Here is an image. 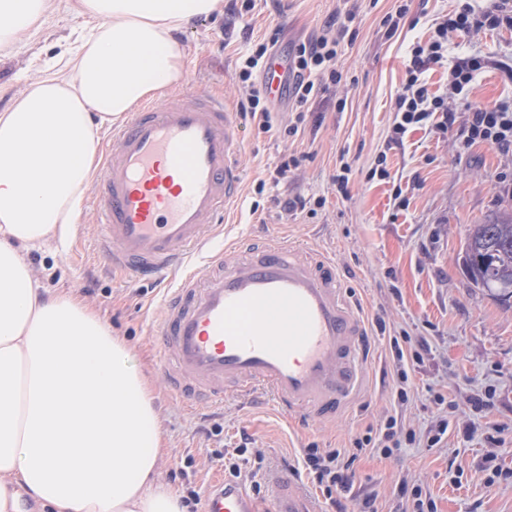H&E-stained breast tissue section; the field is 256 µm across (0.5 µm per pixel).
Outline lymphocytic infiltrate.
<instances>
[{"label": "lymphocytic infiltrate", "mask_w": 512, "mask_h": 512, "mask_svg": "<svg viewBox=\"0 0 512 512\" xmlns=\"http://www.w3.org/2000/svg\"><path fill=\"white\" fill-rule=\"evenodd\" d=\"M358 10L359 6L354 2L332 15L325 24L324 34L296 45L288 75L294 98L295 122L288 126L287 136H297L306 119L308 102L340 83L336 61ZM503 27L512 28V0H494L492 6L484 10L475 9L466 0L458 9L449 12L447 19L436 24L428 43L413 44L405 64V83L395 100V143H403L406 134L413 129L433 126L448 130L455 127L459 130V149L485 143L505 153L512 151V100L482 107L468 101L470 86L483 68L496 64L512 79V64L504 60L495 62L491 57L479 54H455L451 51L457 34ZM273 52V43L257 44L237 74L238 80L248 89L247 98L241 105L242 114L265 132L272 127L270 100L262 84L254 81L253 74L262 69ZM436 64L448 68V85L455 97L454 106H447L443 96L431 93L428 88L425 74ZM460 110L465 113L461 119L456 116ZM404 441L416 443V432L405 424L402 415L394 414L386 418L377 438L356 439L353 449H303L302 466L322 495L329 499L336 490L349 487V465L344 461L349 452L387 457Z\"/></svg>", "instance_id": "f902f5d3"}]
</instances>
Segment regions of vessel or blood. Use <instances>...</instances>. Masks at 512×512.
<instances>
[{"mask_svg":"<svg viewBox=\"0 0 512 512\" xmlns=\"http://www.w3.org/2000/svg\"><path fill=\"white\" fill-rule=\"evenodd\" d=\"M289 61L264 81L284 91ZM237 123L222 99L177 93L112 127L89 203L98 254L134 279L173 282L157 336L160 370L187 403L268 391L284 413L325 417L360 380L363 323L334 264L285 241L233 243L191 263L216 234L243 183ZM264 512H313L295 480L272 478ZM203 512H263L245 479L216 481Z\"/></svg>","mask_w":512,"mask_h":512,"instance_id":"b4317fda","label":"vessel or blood"}]
</instances>
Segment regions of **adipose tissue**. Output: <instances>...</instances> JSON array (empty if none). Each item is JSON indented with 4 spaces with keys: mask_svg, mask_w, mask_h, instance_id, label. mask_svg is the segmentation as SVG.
<instances>
[{
    "mask_svg": "<svg viewBox=\"0 0 512 512\" xmlns=\"http://www.w3.org/2000/svg\"><path fill=\"white\" fill-rule=\"evenodd\" d=\"M51 0H0V45L27 40ZM89 25L0 112V512H185L158 478L154 398L124 342L27 252L80 221L105 124L179 86L176 35L224 0H78Z\"/></svg>",
    "mask_w": 512,
    "mask_h": 512,
    "instance_id": "1",
    "label": "adipose tissue"
}]
</instances>
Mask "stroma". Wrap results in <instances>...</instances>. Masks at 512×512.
Listing matches in <instances>:
<instances>
[{
    "mask_svg": "<svg viewBox=\"0 0 512 512\" xmlns=\"http://www.w3.org/2000/svg\"><path fill=\"white\" fill-rule=\"evenodd\" d=\"M359 2L356 36L336 64L342 80L335 93L311 101L304 134L285 135L292 114L284 101L275 107L270 131L239 119L244 180L227 223L230 236L279 235L335 262L368 331L363 384L348 407L326 419L300 420L281 414L264 391L247 400L228 393L222 403L200 408L170 394L152 340L163 291L128 283L103 264L91 210H84V222L67 245L49 243L30 251L28 259L47 288L84 298L128 345L130 362L149 382L160 412V478L179 494L206 496L228 476L213 451L244 445L249 468L258 472L254 497L262 505L272 496L273 475L285 472L309 491L319 512H360L372 496L379 512H402L406 481L421 484L437 512H512V308L473 287L461 264L468 226L512 208V196L499 183L503 175L512 179V153L483 143L458 151L453 129L418 130L403 144L391 142L410 46L430 36L454 0ZM254 4L248 11L243 0H224L223 15L193 20L178 33L187 57L182 90L221 96L239 111L246 96L236 77L242 56L269 40L291 54L294 45L320 35L339 6L338 0ZM75 5L53 0L30 39L0 47V112L13 104L23 76L34 74L82 30ZM401 5L408 9L406 24L386 36L382 19ZM469 99L476 106L510 100L512 81L495 67L485 68ZM290 156L298 157V167L277 178V165ZM345 163L352 167L346 199L334 182ZM380 164L387 179L371 175ZM298 196L314 200L315 209L284 212L280 200ZM405 334L428 343L421 362L408 371L414 387L405 414L422 427L436 421L442 411L433 393L443 392L454 405L444 441L434 448H402L386 459L359 455L349 467V491L325 500L303 471L299 452L312 444L350 447L392 410L397 375L388 339ZM484 396L490 404L476 412L472 402ZM467 425L476 431L473 438L463 435ZM489 466L501 473L492 484L485 480Z\"/></svg>",
    "mask_w": 512,
    "mask_h": 512,
    "instance_id": "35a3bbf8",
    "label": "stroma"
}]
</instances>
